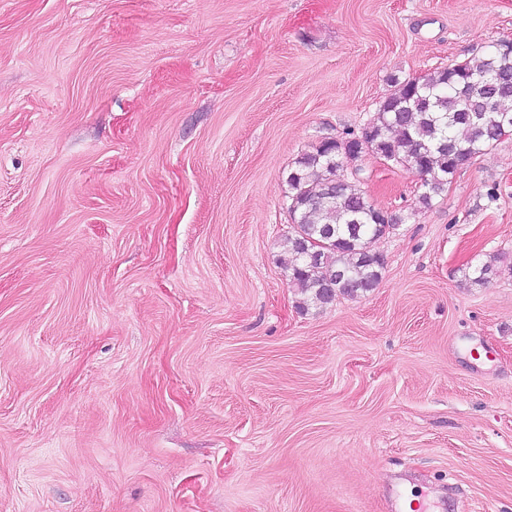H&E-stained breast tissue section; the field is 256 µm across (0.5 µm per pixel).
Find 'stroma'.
<instances>
[{
  "instance_id": "obj_1",
  "label": "stroma",
  "mask_w": 512,
  "mask_h": 512,
  "mask_svg": "<svg viewBox=\"0 0 512 512\" xmlns=\"http://www.w3.org/2000/svg\"><path fill=\"white\" fill-rule=\"evenodd\" d=\"M512 0H0V512H512V134L300 310L288 172ZM491 263L482 285L468 266Z\"/></svg>"
}]
</instances>
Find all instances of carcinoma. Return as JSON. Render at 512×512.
<instances>
[{
  "label": "carcinoma",
  "mask_w": 512,
  "mask_h": 512,
  "mask_svg": "<svg viewBox=\"0 0 512 512\" xmlns=\"http://www.w3.org/2000/svg\"><path fill=\"white\" fill-rule=\"evenodd\" d=\"M512 44L412 77L395 85L360 133L321 140L288 172L290 282L301 289L302 307H324L336 297H356L375 288L384 268L369 244L407 216L375 207L359 185L338 174L343 161L358 158L364 143L384 160L424 176L418 202L426 207L448 189L461 168L502 138L499 120L512 112ZM320 242L311 260L302 243ZM497 270L468 267L465 279L483 284Z\"/></svg>",
  "instance_id": "carcinoma-1"
}]
</instances>
